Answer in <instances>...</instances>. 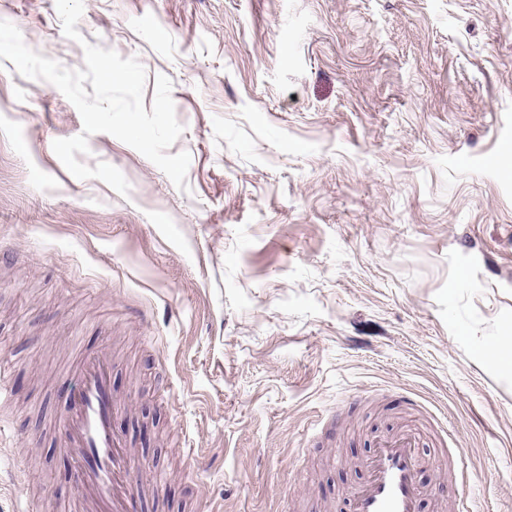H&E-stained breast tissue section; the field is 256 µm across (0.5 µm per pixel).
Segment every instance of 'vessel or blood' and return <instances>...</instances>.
<instances>
[{
  "label": "vessel or blood",
  "mask_w": 512,
  "mask_h": 512,
  "mask_svg": "<svg viewBox=\"0 0 512 512\" xmlns=\"http://www.w3.org/2000/svg\"><path fill=\"white\" fill-rule=\"evenodd\" d=\"M74 371L73 395L57 422L74 489L65 512H141L138 478L145 463L113 425L112 359L82 351ZM364 466L368 478L353 492L350 512H420L426 489L414 429L379 438Z\"/></svg>",
  "instance_id": "1"
}]
</instances>
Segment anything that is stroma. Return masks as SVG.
<instances>
[{"label":"stroma","mask_w":512,"mask_h":512,"mask_svg":"<svg viewBox=\"0 0 512 512\" xmlns=\"http://www.w3.org/2000/svg\"><path fill=\"white\" fill-rule=\"evenodd\" d=\"M84 65L56 0H0ZM82 41L172 83L189 192L0 59V512H60L56 422L108 348L144 512H349L376 439L419 427L421 512H512V0H84Z\"/></svg>","instance_id":"1"}]
</instances>
